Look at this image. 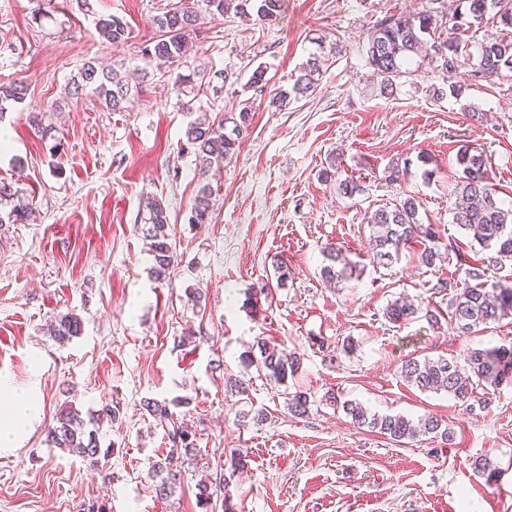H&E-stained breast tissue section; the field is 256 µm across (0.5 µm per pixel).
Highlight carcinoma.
I'll use <instances>...</instances> for the list:
<instances>
[{
	"label": "carcinoma",
	"instance_id": "carcinoma-1",
	"mask_svg": "<svg viewBox=\"0 0 512 512\" xmlns=\"http://www.w3.org/2000/svg\"><path fill=\"white\" fill-rule=\"evenodd\" d=\"M254 2V14L258 22H271L281 11L283 0H183L152 19L158 31V39L151 46L143 48L144 55L155 56L171 66L181 65L190 53V34L204 23V19L218 20L230 8L243 14L247 2ZM465 11L452 14L439 13L432 6L419 11L399 14H385L376 21L368 33L363 52L366 65L379 80L382 93H394L397 82L414 73L412 66L416 59L433 58L438 62L442 79L451 81L461 66L459 39L466 32L494 20L500 25L512 28V0H464ZM96 29L111 46L119 47L130 39L131 29L127 22L115 15H100L94 19ZM324 60L313 55L303 64L295 79L292 92L304 95L317 86ZM471 77L481 81L512 77V41L502 37L480 43L477 67L471 70ZM141 91L140 84L130 85L121 71L104 69L89 62L68 85L67 93L73 96L90 94L114 112H120L132 96V91ZM26 87L17 82L0 84V118L14 110L22 102ZM187 113L195 115L184 132L183 148L193 150L195 163L200 175H206L211 168L221 167L224 160L233 156L240 146V139L248 128L250 112L244 106L238 117L211 119L209 112L187 107ZM233 127L227 128V122ZM457 163L462 168L461 180L457 183L449 213L456 224L471 241L483 250L495 254L467 263L462 247L442 241L440 233L431 224L419 219V200L412 194L403 197L390 206L376 210L369 221V244L373 262L382 268H389L398 261L402 251L410 244L423 246L418 255L420 265L431 269L438 264L456 258L464 270L462 280H441L435 290L439 293L450 291L448 315L459 332L469 334L480 326L496 323L512 313V270L503 272L505 262H512V207L506 208L496 198L488 174V158L480 150L463 145L457 152ZM413 160L406 156L385 171V179L397 184L411 170ZM212 207V189L203 183L195 197L190 224L209 222ZM29 216L20 189L8 182L0 181V223H23ZM142 220L148 225L146 237L150 238L153 270L156 278L167 276L177 256L176 236L169 222L168 212L161 200L150 198L145 205ZM327 261L321 276L328 282H341L353 275L357 265H351L337 247L327 249ZM439 310L422 308L413 300L400 296L387 304L384 318L392 324H404L419 317L434 328H441L444 317ZM83 323L72 312L60 315L53 327V336L63 343L81 335ZM258 351L249 350L241 355L244 373L255 370L258 377L267 383L279 386L287 383L301 366V358L288 353L264 340L256 341ZM400 374L410 386L421 392L444 391L472 415H479L489 406L487 400L476 398L480 386H498L512 379V346L477 348L469 352L465 364L440 358L420 361L414 357L404 361ZM330 399L341 406L351 422L359 428L378 432L387 439L401 443L420 435L435 434L448 437V429L442 422L431 416L421 423H414L403 415L372 413L355 400L340 401L335 395ZM145 410L161 427L168 439L169 450L164 460L151 463L147 476L152 480L156 497L167 499L180 485L178 472L170 469L173 461L191 457L198 452L195 433L180 421L169 408L153 399L143 402ZM288 412L298 418L309 415L313 400L305 390L286 392ZM120 404L103 405L89 420L68 408L60 413L55 425L48 429L47 442L56 448L74 453L92 466L100 463V456H108L110 450H101L98 438L99 428L104 423L119 420ZM477 472L490 482L498 477L499 466L489 456L474 462ZM244 468L243 455L233 453L230 467L220 466L198 483L197 504L210 512L208 506L214 494L226 490L229 477L226 470L236 473Z\"/></svg>",
	"mask_w": 512,
	"mask_h": 512
}]
</instances>
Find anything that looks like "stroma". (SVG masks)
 Here are the masks:
<instances>
[{"instance_id": "stroma-1", "label": "stroma", "mask_w": 512, "mask_h": 512, "mask_svg": "<svg viewBox=\"0 0 512 512\" xmlns=\"http://www.w3.org/2000/svg\"><path fill=\"white\" fill-rule=\"evenodd\" d=\"M48 2L53 21L36 23ZM174 2L90 0L85 10L77 0H0V83L27 86L24 102L0 120V180L20 183L35 214L0 224V383L40 406L14 447L0 448V512H83L95 501L107 512H200L198 481L234 451L246 459L228 486L236 512H512V380L478 388L490 405L475 417L400 376L410 357L461 363L473 349L512 344V317L469 335L450 323L438 332L422 319L389 323L384 309L403 295L447 307L448 293L433 286L464 273L453 263L424 269L415 245L378 269L367 241L372 213L405 189L421 201L423 223L467 245L448 211L464 145L484 150L499 200L512 205V80L470 78L478 43L501 37L500 26L463 37L467 64L455 77L463 94L439 98L432 90L443 81L428 62L387 96L363 55L377 20L428 0H284L270 24L233 12L206 21L178 68L203 72L191 103L217 118L246 107L252 120L232 159L208 175L209 223L194 225L187 217L199 181L193 154L180 149L189 116L169 89L174 76L148 79L119 112L65 93L86 61L142 66V48L157 37L152 18ZM98 13L128 23L123 47L99 35ZM318 35L337 43L335 63L312 94L273 107L275 90L291 87ZM259 66L267 82L260 93L245 87ZM470 105L482 121L465 118ZM37 113L49 136L35 128ZM421 153L429 163H414L405 185L385 181L393 159ZM346 179L362 192L343 195ZM151 196L162 198L177 240L163 281L151 274L141 220ZM331 244L359 267L334 286L320 276ZM280 263L290 270L283 286ZM192 290L199 303L189 301ZM70 311L83 332L57 344L49 326ZM187 332L197 343L178 346ZM260 338L300 355L287 387L311 392L309 416H291L285 387L261 379L248 401L226 392L228 379L243 375L241 354ZM346 339L355 346L349 355L339 349ZM331 394L380 414L436 417L451 439L393 443L354 427ZM147 399L183 418L201 450L180 463L181 485L167 500L147 479L149 462L168 448L142 408ZM112 401L121 415L99 432L111 449L100 466L48 447L47 429L63 408L86 418ZM258 410L266 415L259 424L250 420ZM484 455L501 469L491 484L474 469Z\"/></svg>"}]
</instances>
